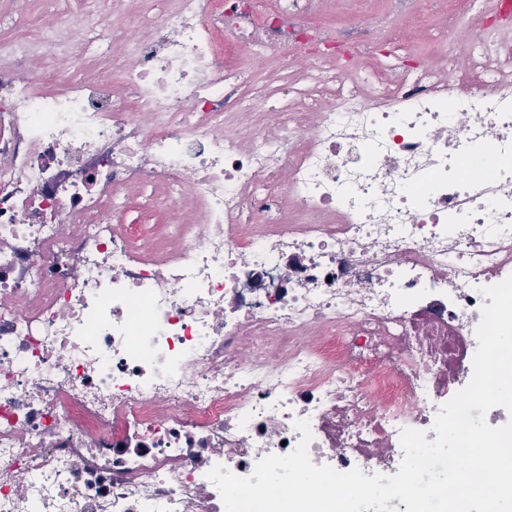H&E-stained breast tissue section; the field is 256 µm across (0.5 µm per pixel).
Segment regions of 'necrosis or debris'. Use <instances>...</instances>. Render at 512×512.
Here are the masks:
<instances>
[{"mask_svg": "<svg viewBox=\"0 0 512 512\" xmlns=\"http://www.w3.org/2000/svg\"><path fill=\"white\" fill-rule=\"evenodd\" d=\"M315 4L0 9V512H224L299 419L340 472L436 439L512 275V7L426 61L425 8Z\"/></svg>", "mask_w": 512, "mask_h": 512, "instance_id": "1", "label": "necrosis or debris"}]
</instances>
